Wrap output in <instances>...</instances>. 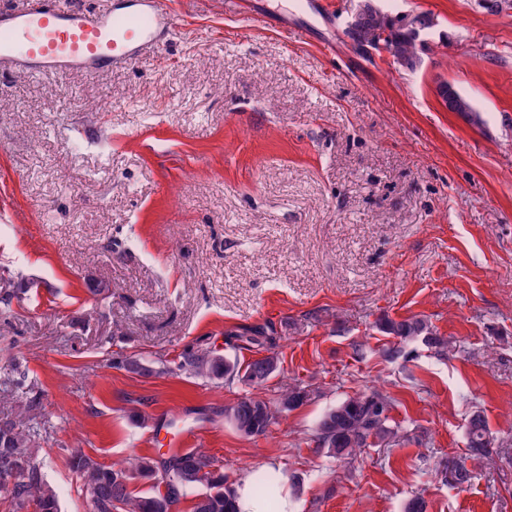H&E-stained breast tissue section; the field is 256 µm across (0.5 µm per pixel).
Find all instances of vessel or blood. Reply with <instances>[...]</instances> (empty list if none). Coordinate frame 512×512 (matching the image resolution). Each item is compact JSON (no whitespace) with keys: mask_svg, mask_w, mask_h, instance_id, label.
<instances>
[{"mask_svg":"<svg viewBox=\"0 0 512 512\" xmlns=\"http://www.w3.org/2000/svg\"><path fill=\"white\" fill-rule=\"evenodd\" d=\"M177 28L169 0H122L109 11L29 0L24 9L0 11V75L102 71L159 55Z\"/></svg>","mask_w":512,"mask_h":512,"instance_id":"b4317fda","label":"vessel or blood"}]
</instances>
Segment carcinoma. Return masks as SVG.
Here are the masks:
<instances>
[{
	"label": "carcinoma",
	"instance_id": "carcinoma-1",
	"mask_svg": "<svg viewBox=\"0 0 512 512\" xmlns=\"http://www.w3.org/2000/svg\"><path fill=\"white\" fill-rule=\"evenodd\" d=\"M354 40L359 46L374 49L382 44L410 68L417 60L416 37L401 17L394 20L386 14L364 13L356 22ZM378 328L397 339V345L385 352L386 358L393 361L418 340L454 351L452 342L438 335L424 318H384ZM246 341L265 348L266 354L241 363L208 348H187L174 359L158 357L151 361L118 352L112 357V367L143 376L178 371L211 382L238 381L260 386L277 371L279 357L272 351L273 338L263 331L254 332ZM312 395L313 391L305 386L289 384L273 403L243 397L225 414L240 433L260 437L282 414L300 408ZM390 407L391 400L377 391L349 396L321 417L316 441L329 457L350 461L367 448L396 446L404 435L388 424ZM31 420L25 425L0 412V489L7 492L8 512H60L59 492L44 479L43 463L37 459L43 432L36 417ZM498 448L499 442L489 434L483 416L472 414L467 424L468 457L492 460L498 455ZM69 464L86 487L93 512H175L189 495L194 498L193 512H235L233 484L227 483L222 467L212 457L197 449L175 450L160 459L136 456L112 465L74 451ZM450 474L456 485L468 484L473 477L464 460L455 462ZM164 479L169 480L174 492L160 491L158 484ZM139 481L148 483L149 489L135 491L134 485ZM250 487L253 496L272 505L280 503L281 482L276 472L265 470L250 477Z\"/></svg>",
	"mask_w": 512,
	"mask_h": 512
}]
</instances>
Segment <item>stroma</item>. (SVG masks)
Listing matches in <instances>:
<instances>
[{
    "label": "stroma",
    "mask_w": 512,
    "mask_h": 512,
    "mask_svg": "<svg viewBox=\"0 0 512 512\" xmlns=\"http://www.w3.org/2000/svg\"><path fill=\"white\" fill-rule=\"evenodd\" d=\"M356 0H171L160 58L103 73L0 75V381L29 371L45 479L62 512H92L71 471L169 453L175 432L228 479L278 463L305 512H512V459H466L481 412L512 445V9L481 0H374L431 14L417 68L346 35ZM482 125L449 112L441 84ZM113 103L91 112L94 100ZM426 318L455 350L384 351L376 324ZM261 329L280 364L261 386L138 376L108 353L185 347L248 360ZM314 391L260 438L220 410L281 386ZM394 399L405 436L346 463L314 440L347 396ZM465 458L474 478L442 470Z\"/></svg>",
    "instance_id": "35a3bbf8"
}]
</instances>
